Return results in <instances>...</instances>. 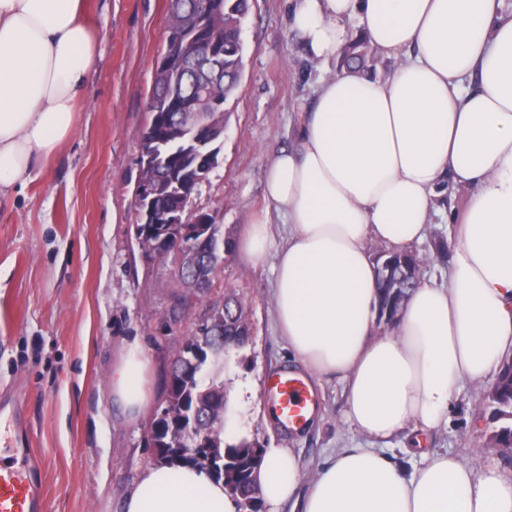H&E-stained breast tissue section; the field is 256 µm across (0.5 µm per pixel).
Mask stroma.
Here are the masks:
<instances>
[{
  "mask_svg": "<svg viewBox=\"0 0 512 512\" xmlns=\"http://www.w3.org/2000/svg\"><path fill=\"white\" fill-rule=\"evenodd\" d=\"M98 58L70 139L38 165L24 191L0 198V399L21 410L44 474L45 512H124L128 492L152 466L148 426L183 336L228 292L243 298L253 330L245 349L217 373L227 396L249 393L235 411L245 435L288 448L315 472L337 448L364 439L348 420L344 385L314 386L317 411L291 430L270 416L268 384L297 372L274 315L272 288L283 219L268 210L264 171L291 145L320 78L337 60H314L289 27L288 0H252L242 25L243 74L228 101L218 163L194 198L239 240L268 219L272 243L260 262L226 255L205 291L174 287L169 265L148 260L135 241L133 191L152 76L169 24L168 0H90ZM424 240L413 246L424 279L446 281L463 195L443 185ZM139 341L150 362L151 402L133 416L110 395L112 366ZM488 384L465 385L447 425L419 440L405 430L383 441L408 472L421 451L448 452L486 466Z\"/></svg>",
  "mask_w": 512,
  "mask_h": 512,
  "instance_id": "obj_1",
  "label": "stroma"
}]
</instances>
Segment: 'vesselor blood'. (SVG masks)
Masks as SVG:
<instances>
[{
  "label": "vessel or blood",
  "instance_id": "obj_1",
  "mask_svg": "<svg viewBox=\"0 0 512 512\" xmlns=\"http://www.w3.org/2000/svg\"><path fill=\"white\" fill-rule=\"evenodd\" d=\"M268 392L288 427L299 429L307 423V406L313 400L307 380L284 371L272 377ZM43 482L18 409L0 410V512H43Z\"/></svg>",
  "mask_w": 512,
  "mask_h": 512
}]
</instances>
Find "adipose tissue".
<instances>
[{
  "label": "adipose tissue",
  "instance_id": "obj_1",
  "mask_svg": "<svg viewBox=\"0 0 512 512\" xmlns=\"http://www.w3.org/2000/svg\"><path fill=\"white\" fill-rule=\"evenodd\" d=\"M289 4L290 29L315 60L361 35L397 65L382 78L347 69L322 78L296 144L265 171V197L288 226L278 329L308 374L344 382L347 417L367 444L337 449L307 480L290 449L266 447L263 501L277 507L302 485L303 512H512V467L438 452L408 474L374 447L447 424L461 385L512 359V14L500 0ZM97 55L86 0H0V195L69 137ZM446 180L467 197L448 281L420 283L392 332L376 334L369 247L421 242ZM112 395L130 413L147 407L138 343L113 365ZM124 512H238V503L196 466L159 464Z\"/></svg>",
  "mask_w": 512,
  "mask_h": 512
}]
</instances>
